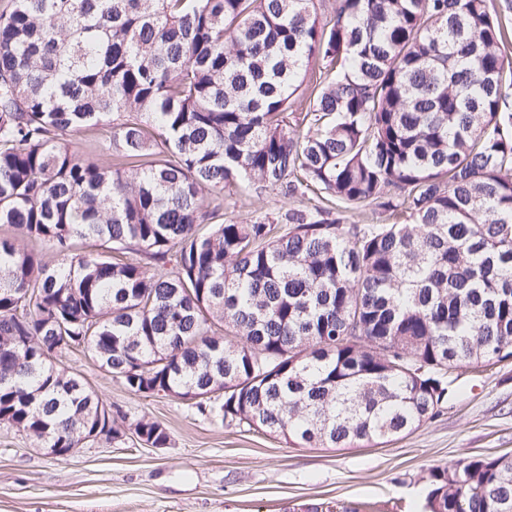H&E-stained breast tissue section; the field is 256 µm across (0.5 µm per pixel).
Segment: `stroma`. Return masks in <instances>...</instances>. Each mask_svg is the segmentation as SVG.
<instances>
[{
  "mask_svg": "<svg viewBox=\"0 0 512 512\" xmlns=\"http://www.w3.org/2000/svg\"><path fill=\"white\" fill-rule=\"evenodd\" d=\"M293 197L247 184L208 195L206 209L248 223L285 212ZM122 421L120 438L68 457L0 425V512H424L432 468L512 455V359L458 371V393L435 419L379 443L295 448L227 425L170 395L129 391L82 352L63 355ZM161 421L170 443L153 448L131 426Z\"/></svg>",
  "mask_w": 512,
  "mask_h": 512,
  "instance_id": "35a3bbf8",
  "label": "stroma"
}]
</instances>
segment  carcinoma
I'll list each match as a JSON object with an SVG mask.
<instances>
[{"instance_id": "obj_1", "label": "carcinoma", "mask_w": 512, "mask_h": 512, "mask_svg": "<svg viewBox=\"0 0 512 512\" xmlns=\"http://www.w3.org/2000/svg\"><path fill=\"white\" fill-rule=\"evenodd\" d=\"M505 37L491 0H336L326 23L317 0H9L0 225L62 263L0 239V422L58 457L118 438L74 350L295 447L438 416L453 370L512 359ZM237 182L300 202L213 223L203 192ZM366 207L397 223L342 222ZM426 508L512 512V459L431 469Z\"/></svg>"}]
</instances>
